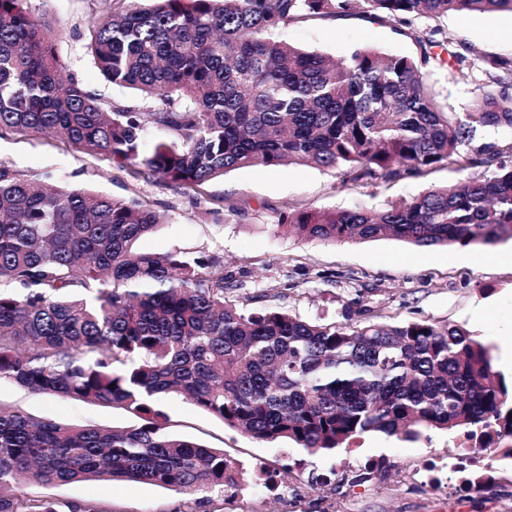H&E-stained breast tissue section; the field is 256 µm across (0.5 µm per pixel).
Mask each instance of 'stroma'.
Returning a JSON list of instances; mask_svg holds the SVG:
<instances>
[{"instance_id":"35a3bbf8","label":"stroma","mask_w":512,"mask_h":512,"mask_svg":"<svg viewBox=\"0 0 512 512\" xmlns=\"http://www.w3.org/2000/svg\"><path fill=\"white\" fill-rule=\"evenodd\" d=\"M128 0H28L34 15H48L55 27L58 66L105 104L135 101L132 90L107 82L96 68L88 45L94 19L119 13ZM440 27L456 43L479 56L512 57V14H448ZM292 44L341 59L355 48L371 46L386 54L418 57L415 41L394 23L359 15L313 17L284 32ZM425 78L436 100L451 112L483 94L480 75L468 68L427 67ZM0 162L20 173L57 186L89 189L120 198H137L164 213L166 224L136 244L144 253L183 252L213 257L224 265L235 287L228 297L245 310L272 308L309 321L359 324L368 308L387 321L428 320L457 325L490 347L492 363L507 382L512 365L504 361L512 347V251L507 240L488 248L418 247L387 237L373 241L305 240L277 226L281 212L381 208L411 199L432 186L467 178L456 164L424 178L368 185H346L338 170L304 165L272 171L240 168L196 187L157 178H138L107 157L78 145L32 132L0 135ZM235 212H228V205ZM170 431L241 461L281 471L283 491L255 486L234 500L209 493L207 502L179 491L142 482L86 481L64 486L34 480L19 487L22 499L51 500L59 512L70 505L96 504L100 512H512V458L491 456L493 476L462 495L446 493L456 484L453 472L444 486L416 483L423 462L452 457L462 430H431L406 441L373 432L349 447L310 455L286 441L262 442L232 429L188 400L162 401ZM0 406L19 409L40 420L101 427L132 422L124 409L36 394L0 381ZM380 458L389 470L367 481L351 471L359 461Z\"/></svg>"}]
</instances>
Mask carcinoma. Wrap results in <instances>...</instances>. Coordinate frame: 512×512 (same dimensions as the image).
<instances>
[{
	"mask_svg": "<svg viewBox=\"0 0 512 512\" xmlns=\"http://www.w3.org/2000/svg\"><path fill=\"white\" fill-rule=\"evenodd\" d=\"M0 0V134H53L137 175L198 186L239 168H335L345 182L423 177L452 161L477 173L382 209L293 210L298 238L419 246L512 239V145L464 151L476 131L512 128V57L468 56L437 26L411 31L420 57L372 47L335 61L282 38L310 17L359 14L411 27L450 13H512V0H131L90 27L96 67L139 103L104 105L63 80L46 16ZM445 50L449 59L435 52ZM478 67L481 98L436 103L423 68ZM156 129L166 140L146 145ZM164 214L136 199L49 186L0 162V380L112 404L119 429L0 409V512H57L21 500L35 480L136 481L203 495L244 480L219 448L168 430L160 401L182 395L260 441L315 454L369 432L405 440L465 429L474 449L512 440V393L490 348L430 321L316 324L246 312L215 258L134 248Z\"/></svg>",
	"mask_w": 512,
	"mask_h": 512,
	"instance_id": "1",
	"label": "carcinoma"
}]
</instances>
